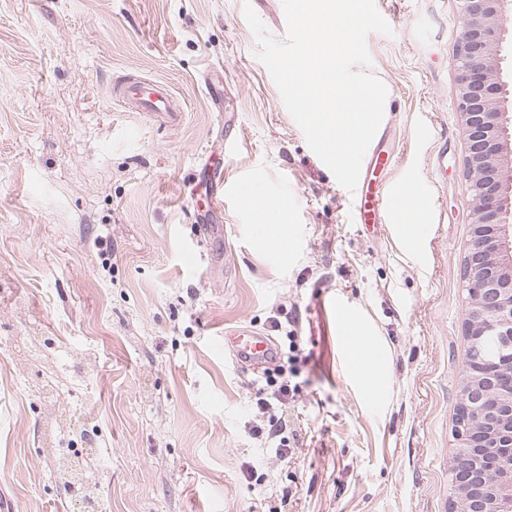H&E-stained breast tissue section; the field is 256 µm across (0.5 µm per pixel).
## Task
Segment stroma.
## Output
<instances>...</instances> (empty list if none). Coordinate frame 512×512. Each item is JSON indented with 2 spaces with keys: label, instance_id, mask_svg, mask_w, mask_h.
<instances>
[{
  "label": "stroma",
  "instance_id": "obj_1",
  "mask_svg": "<svg viewBox=\"0 0 512 512\" xmlns=\"http://www.w3.org/2000/svg\"><path fill=\"white\" fill-rule=\"evenodd\" d=\"M245 4L0 0V512H446L472 223L460 4L375 0L393 33L367 37L389 182L431 210L413 245L353 223ZM128 76L169 86L181 124L127 110ZM249 176L288 199V263L252 247ZM338 307L366 321L383 395L353 383ZM273 316L307 358L284 461L251 434L255 372L213 346Z\"/></svg>",
  "mask_w": 512,
  "mask_h": 512
}]
</instances>
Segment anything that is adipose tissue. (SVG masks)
<instances>
[{
  "mask_svg": "<svg viewBox=\"0 0 512 512\" xmlns=\"http://www.w3.org/2000/svg\"><path fill=\"white\" fill-rule=\"evenodd\" d=\"M243 195L244 206L253 213L261 229L254 237L256 246L275 254L280 261H287L298 246L289 224L287 197L267 196L255 180L244 182ZM347 321L351 329L349 349L356 363V378L366 392L383 394L387 381L378 369L367 332L355 316H348Z\"/></svg>",
  "mask_w": 512,
  "mask_h": 512,
  "instance_id": "1",
  "label": "adipose tissue"
}]
</instances>
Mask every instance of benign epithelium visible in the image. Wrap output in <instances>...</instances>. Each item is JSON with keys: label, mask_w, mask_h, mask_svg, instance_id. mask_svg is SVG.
Segmentation results:
<instances>
[{"label": "benign epithelium", "mask_w": 512, "mask_h": 512, "mask_svg": "<svg viewBox=\"0 0 512 512\" xmlns=\"http://www.w3.org/2000/svg\"><path fill=\"white\" fill-rule=\"evenodd\" d=\"M463 30L452 59L460 72L466 135L465 178L473 204L471 243L463 258L468 309L463 340L475 348L498 337L492 362L472 358L452 436L469 459L452 472V496L467 512H512V99L503 93L500 51L512 0H459Z\"/></svg>", "instance_id": "7a95c632"}]
</instances>
